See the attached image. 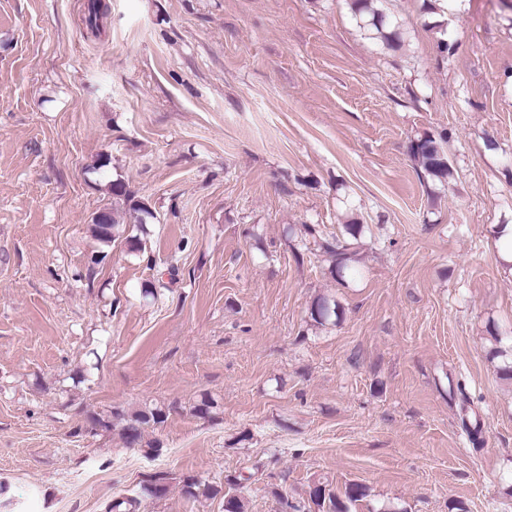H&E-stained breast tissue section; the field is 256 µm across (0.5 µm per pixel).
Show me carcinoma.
Returning a JSON list of instances; mask_svg holds the SVG:
<instances>
[{
    "mask_svg": "<svg viewBox=\"0 0 512 512\" xmlns=\"http://www.w3.org/2000/svg\"><path fill=\"white\" fill-rule=\"evenodd\" d=\"M351 9L371 38L381 41L391 50L401 48L403 40L400 25L388 14L375 8L374 0H352ZM105 17L106 7L102 0H90L86 22L93 32L102 30ZM410 155L425 178L441 185L449 183L453 170L442 142L426 135L411 142ZM110 191L113 198L112 210H103L92 219V235L103 246L110 245L124 235L125 216L134 217L139 224L154 218L153 211L135 196L124 181H112ZM303 228L305 236L312 241L315 253L333 278L343 283L346 277L358 271L364 225L353 220L344 225L343 233L336 236L325 233L317 224H305ZM310 315L316 325L326 326L339 319L340 306L334 298L320 295L313 300ZM90 419L94 425L108 430L112 428V422H117L124 445L135 447L142 445L146 429L164 422L165 411L146 405L130 414L117 409L108 415L93 413ZM166 491V475L156 474L143 485L139 495L113 502L112 512H143L144 499L160 498ZM367 495L368 488L362 483L349 484L342 498L328 490L322 482L313 484L308 491L309 500L318 512H348V504L360 501Z\"/></svg>",
    "mask_w": 512,
    "mask_h": 512,
    "instance_id": "obj_1",
    "label": "carcinoma"
}]
</instances>
